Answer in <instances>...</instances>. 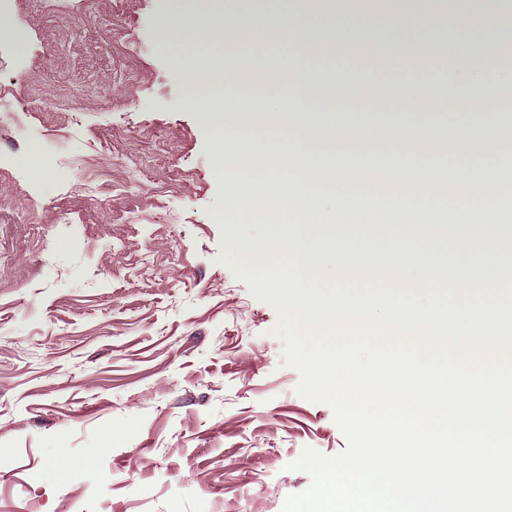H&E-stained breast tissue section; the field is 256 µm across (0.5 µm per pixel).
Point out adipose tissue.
Returning <instances> with one entry per match:
<instances>
[{"label":"adipose tissue","instance_id":"adipose-tissue-1","mask_svg":"<svg viewBox=\"0 0 512 512\" xmlns=\"http://www.w3.org/2000/svg\"><path fill=\"white\" fill-rule=\"evenodd\" d=\"M287 10L225 9L223 19L204 26L162 21L161 42H178L183 63L192 81L210 83L220 76L222 62L199 54L203 44L227 47L250 45L242 67L262 73L267 68L266 48L271 41L287 37L290 52L284 62L285 88H273L262 111L264 124H257L250 111L234 122L224 118L222 100L198 103L204 121L216 131L215 160L221 167L249 162L248 183L253 190L277 195L290 190L293 235L299 243L300 264H320L326 259L363 256L369 264H395L386 225H377L366 235L337 241L334 249L317 250L307 227L326 223L332 215L362 210L363 183L382 182L392 192L384 206L418 205L432 189V180L450 178L467 206L457 217L469 222L479 202L492 211L512 217V195L502 192L503 168L499 142L503 132L512 133V69L504 70L490 92H483L484 76L471 67L476 52L495 55L512 51V0H298ZM321 11H336L366 19L385 18L383 26L326 29L317 17ZM412 35L400 38L402 29ZM467 39H459V32ZM380 41L393 49L394 58L412 78L395 85L383 112H363L356 91L369 85L375 73L372 62L338 81L348 94V109H329L328 86L322 71L311 68L308 58L315 47L331 55L345 54L352 45ZM454 53L457 76L442 90L416 78L424 62ZM463 113L461 125L470 144L448 156L439 165L434 143L422 132L435 128L448 112ZM417 140L412 152L395 150L399 141Z\"/></svg>","mask_w":512,"mask_h":512}]
</instances>
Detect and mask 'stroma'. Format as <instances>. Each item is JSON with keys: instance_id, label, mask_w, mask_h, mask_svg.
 <instances>
[{"instance_id": "35a3bbf8", "label": "stroma", "mask_w": 512, "mask_h": 512, "mask_svg": "<svg viewBox=\"0 0 512 512\" xmlns=\"http://www.w3.org/2000/svg\"><path fill=\"white\" fill-rule=\"evenodd\" d=\"M167 12L0 0V87L30 106L27 136L0 127V512H282L303 448L346 447L297 393L276 309L219 259L270 231L231 211L194 104L265 81L191 85ZM475 220L438 227L444 259L475 233L512 274V227Z\"/></svg>"}]
</instances>
